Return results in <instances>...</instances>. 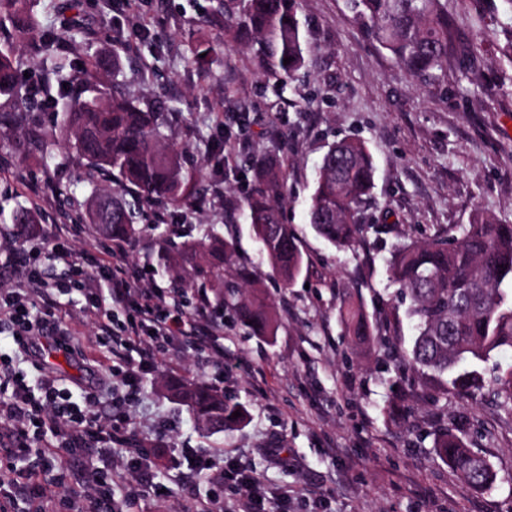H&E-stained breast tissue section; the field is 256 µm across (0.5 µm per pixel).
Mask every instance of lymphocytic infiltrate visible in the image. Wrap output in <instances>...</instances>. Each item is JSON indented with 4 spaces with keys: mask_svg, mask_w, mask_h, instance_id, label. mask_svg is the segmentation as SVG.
Wrapping results in <instances>:
<instances>
[{
    "mask_svg": "<svg viewBox=\"0 0 512 512\" xmlns=\"http://www.w3.org/2000/svg\"><path fill=\"white\" fill-rule=\"evenodd\" d=\"M73 228L68 224L55 225L47 237L49 257L70 262L76 272L75 286L96 310L97 338L109 341L123 350L135 351L120 373L128 394L139 391V372L153 366L165 343L177 336L195 337L199 350L213 349L221 330L212 318L210 303L198 299L193 317L156 290L139 286L130 280L119 264L124 253L122 244L111 252L76 255L70 238ZM57 288L41 274V258L32 254L19 271L14 288L0 293V334L11 336L21 353H30L44 338L63 345L68 331L53 316L59 308L55 299ZM126 308L129 315L122 326L113 323V312ZM0 386L10 388L8 400H0V421L7 426L0 432V468L13 470L15 460L26 455L37 422L43 413H52L62 424L65 451L73 453L79 447L93 444L111 450V432L92 428L88 405L74 400L71 392L60 389L59 378L50 370H42L37 384L18 376L8 359L0 360Z\"/></svg>",
    "mask_w": 512,
    "mask_h": 512,
    "instance_id": "obj_1",
    "label": "lymphocytic infiltrate"
}]
</instances>
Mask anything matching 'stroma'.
<instances>
[{
  "label": "stroma",
  "mask_w": 512,
  "mask_h": 512,
  "mask_svg": "<svg viewBox=\"0 0 512 512\" xmlns=\"http://www.w3.org/2000/svg\"><path fill=\"white\" fill-rule=\"evenodd\" d=\"M216 0H35L37 38L58 46L72 66L87 52L111 60L126 51L114 81L144 110L163 107L165 132L187 164L201 168L204 190L191 206L141 205L136 235L124 242L126 274L142 287L172 294L160 263L172 246L210 232L233 241L238 266L250 274L277 322L271 336H251L224 313V355L174 339L125 401L120 380L100 389L92 409L98 424L119 437L157 443L163 454L146 471L164 494L142 492L126 468L99 449L67 455L48 488L58 512L86 496L83 472L107 471L115 501L136 497L132 512H184L188 504L223 492L224 512H247L232 485L218 487L228 467L258 475L261 495L287 497L286 512H512V416L496 399L444 391L402 360L413 330L405 306L388 287L393 247L423 241L481 213L512 220V34L496 22L503 0H448L453 18L448 65L440 82L419 85L354 21L347 0H301L302 32L311 63L305 77L275 94V78L257 72L250 51L224 44L210 24ZM84 33L63 42L70 22ZM222 42L217 60L187 62L192 40ZM14 50L17 97L0 96V114L29 97L21 150L0 148V289L14 287L11 256L40 246L55 224L79 225L76 252H100L108 239L87 217L92 190L103 177L64 141L48 148L34 134L51 130L67 97L45 79L44 56L26 40L0 30ZM356 137L369 148L375 187L362 207L368 231L360 247L335 248L317 236L307 205L328 144ZM273 156L287 174L282 212L293 224L309 270L288 288L255 241L243 216L253 185V161ZM38 215L37 234L15 238L14 216ZM360 301L372 331L394 339L397 356L352 346L338 310ZM70 349L50 347L45 360L70 390L99 387L106 348L93 344V317L78 292L60 296ZM168 377L216 386L248 412L245 425L206 434L162 388ZM448 427L492 465L497 482L478 491L462 482L433 448ZM278 445L280 457L269 456Z\"/></svg>",
  "instance_id": "1"
}]
</instances>
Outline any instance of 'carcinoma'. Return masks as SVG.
I'll use <instances>...</instances> for the list:
<instances>
[{
	"mask_svg": "<svg viewBox=\"0 0 512 512\" xmlns=\"http://www.w3.org/2000/svg\"><path fill=\"white\" fill-rule=\"evenodd\" d=\"M348 5L369 38L389 51L410 77L424 84L440 79L448 63V0H348ZM299 7L300 0H218L213 18L224 19L225 41L251 48L257 69L283 80V89L284 80L310 63ZM0 18L16 34L34 38L38 22L27 0H0ZM38 50L50 57L49 74L70 77L65 57L50 46ZM84 81L58 115L54 136L70 142L92 167L140 203L164 200L179 207L196 199L203 176L186 166L167 142L161 113L138 108L108 84L105 65L96 55L87 60ZM15 85L13 58L0 50V95L12 93ZM374 176L372 155L360 139L344 138L328 148L308 208L309 224L318 236L338 249L360 243L361 207L374 187ZM251 181L254 188L244 200L246 219L282 285L289 287L301 276L304 258L293 228L280 218L285 171L262 159L252 166ZM90 220L99 234L114 240L137 231L136 212L109 187H94ZM168 270L186 289H210L213 307L232 310L249 334H274L270 308L246 291L248 273L236 268L233 243L216 233L185 243L168 257ZM387 274L414 321L409 363L434 378L452 374L450 385L461 394L474 397L489 388L499 407L512 414V367L490 381L476 370H457L467 361L512 350V221L486 214L448 228L444 236L400 243L387 262ZM339 318L353 344L372 342L392 349L391 338L373 336L361 304H344ZM164 389L207 433L244 423V408L203 382L169 380ZM236 411L241 416L233 417ZM434 448L466 484L489 490L496 483L488 461L452 431L441 430Z\"/></svg>",
	"mask_w": 512,
	"mask_h": 512,
	"instance_id": "obj_1",
	"label": "carcinoma"
}]
</instances>
